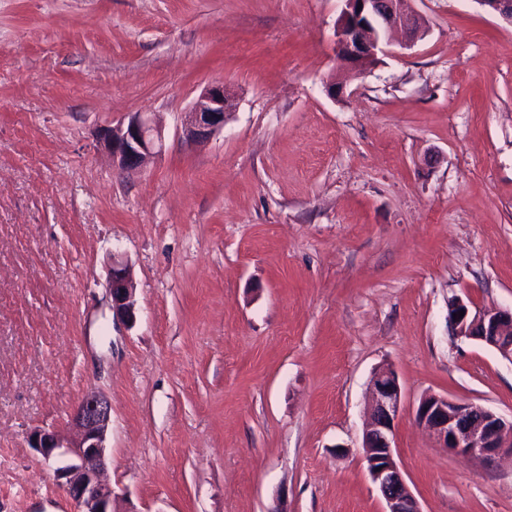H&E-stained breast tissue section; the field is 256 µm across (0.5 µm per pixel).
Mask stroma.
<instances>
[{"label": "stroma", "instance_id": "stroma-1", "mask_svg": "<svg viewBox=\"0 0 512 512\" xmlns=\"http://www.w3.org/2000/svg\"><path fill=\"white\" fill-rule=\"evenodd\" d=\"M410 6L426 35L335 100L341 0H0V512H74L28 436L91 389L121 512H383L382 366L422 512H512L511 456L415 422L430 393L512 417V362L448 321L457 296L512 308V22ZM216 82L224 128L188 140ZM137 112L163 149L125 178L99 133ZM135 287L127 265L112 255V271L108 290L112 300V318L133 322L135 318ZM368 386L372 404L361 448L369 477L385 502L383 512H422L393 453V432L402 411L397 375L388 367L379 368Z\"/></svg>", "mask_w": 512, "mask_h": 512}]
</instances>
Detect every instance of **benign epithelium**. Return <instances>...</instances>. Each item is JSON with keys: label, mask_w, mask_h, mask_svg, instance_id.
Instances as JSON below:
<instances>
[{"label": "benign epithelium", "mask_w": 512, "mask_h": 512, "mask_svg": "<svg viewBox=\"0 0 512 512\" xmlns=\"http://www.w3.org/2000/svg\"><path fill=\"white\" fill-rule=\"evenodd\" d=\"M344 7L336 28L338 59L347 64L344 76L332 79V94L343 93L347 81L363 74L384 52L386 34L401 29L412 44L427 33L420 17L405 8L406 0H342ZM487 11L512 21V0H477ZM231 108V94L224 84L208 86L189 112L184 127L190 140H208L224 128ZM162 131L140 114L102 133V143L112 165L134 174L157 155ZM112 317L123 322L135 318V287L127 265L112 257L108 282ZM464 312L459 317L457 313ZM449 323L456 336L480 342L512 362V310L497 307L471 308L461 298L449 305ZM371 408L363 432L362 453L367 471L384 502L383 512H422L394 458L392 441L402 411V389L396 373L382 367L369 380ZM415 420L434 435L440 447L474 456L493 465L504 452L512 454V420L473 403L428 394L416 409ZM112 421L108 399L97 391L85 394L74 409L71 426L77 433L68 442L56 431L36 430L29 444L44 459L66 456L55 477L74 503V512H118L119 494L105 478L106 436Z\"/></svg>", "instance_id": "obj_1"}]
</instances>
